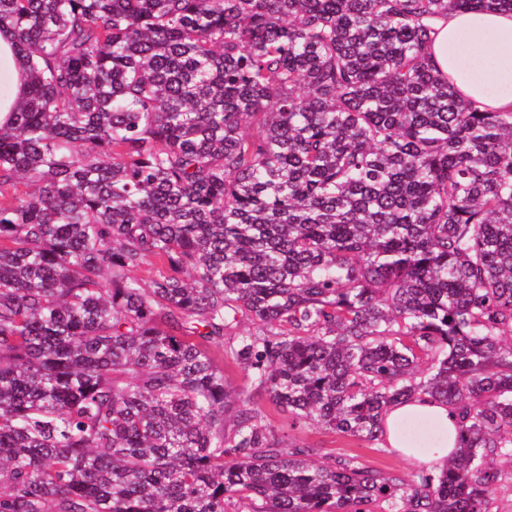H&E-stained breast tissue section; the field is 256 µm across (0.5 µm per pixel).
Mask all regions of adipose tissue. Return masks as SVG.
Wrapping results in <instances>:
<instances>
[{"mask_svg": "<svg viewBox=\"0 0 512 512\" xmlns=\"http://www.w3.org/2000/svg\"><path fill=\"white\" fill-rule=\"evenodd\" d=\"M431 53L458 90L499 112L512 111V12H452L436 26ZM23 61L11 35L0 34V124L22 95ZM388 447L412 464L434 468L453 450L459 420L447 406L413 399L384 419Z\"/></svg>", "mask_w": 512, "mask_h": 512, "instance_id": "ef3b65f1", "label": "adipose tissue"}]
</instances>
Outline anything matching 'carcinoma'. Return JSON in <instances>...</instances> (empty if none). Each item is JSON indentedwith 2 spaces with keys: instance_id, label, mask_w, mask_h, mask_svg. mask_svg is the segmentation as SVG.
Listing matches in <instances>:
<instances>
[{
  "instance_id": "carcinoma-1",
  "label": "carcinoma",
  "mask_w": 512,
  "mask_h": 512,
  "mask_svg": "<svg viewBox=\"0 0 512 512\" xmlns=\"http://www.w3.org/2000/svg\"><path fill=\"white\" fill-rule=\"evenodd\" d=\"M512 0H0V512H492L512 475V112L428 47ZM151 265L149 282L135 272ZM433 471L301 445L242 399ZM23 61L10 33L0 34V125L8 121L22 96ZM226 365V375L228 376L232 385L242 394L243 398L250 399L251 403L257 404L261 406L263 410L267 411L269 414L270 422L276 427L283 428L286 426V424H289L287 413H283L282 411L274 409L266 397L256 395L244 374L235 368L232 364L226 362ZM416 417L428 420L442 432L444 437L443 442L427 455L417 454L403 436L406 424ZM384 423L388 447L369 445L345 434L314 427H295L294 429L288 427V435L293 441L302 445L322 448L324 453L335 456H356L360 462L370 468L396 473L406 478L412 475L414 469L391 448L408 458L413 465H426L428 470L441 464L455 448L459 424L457 415L447 406L429 398L412 399L391 407L385 416Z\"/></svg>"
}]
</instances>
